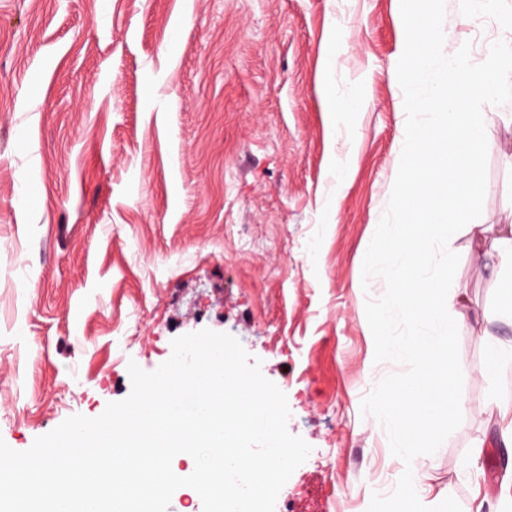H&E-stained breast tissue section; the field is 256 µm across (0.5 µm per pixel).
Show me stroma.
Listing matches in <instances>:
<instances>
[{"label": "stroma", "mask_w": 512, "mask_h": 512, "mask_svg": "<svg viewBox=\"0 0 512 512\" xmlns=\"http://www.w3.org/2000/svg\"><path fill=\"white\" fill-rule=\"evenodd\" d=\"M444 35L483 62L500 17ZM400 0H0V439L31 447L99 416L174 338L236 337L286 395L312 448L281 496L305 512H367L404 471L361 402L399 364L374 360L363 256L405 139L395 77ZM332 68H325V60ZM327 82L359 112L331 120ZM480 223L512 221V103L487 104ZM461 229L450 296L463 421L417 457L428 506L502 512L512 495V373L485 369L476 320L512 342V268L476 267Z\"/></svg>", "instance_id": "obj_1"}]
</instances>
